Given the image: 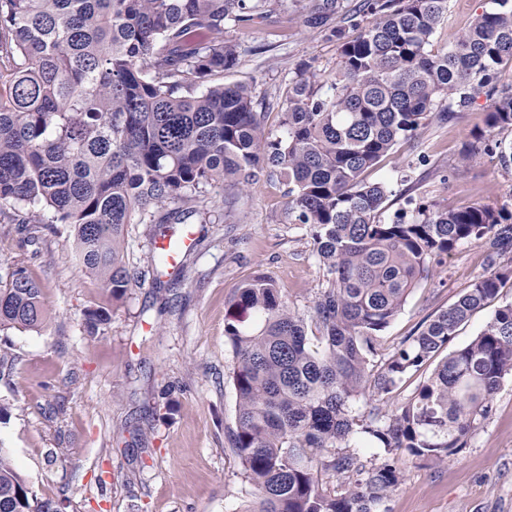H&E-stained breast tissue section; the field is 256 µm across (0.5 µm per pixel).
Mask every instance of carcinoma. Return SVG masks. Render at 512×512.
Masks as SVG:
<instances>
[{
    "label": "carcinoma",
    "instance_id": "1",
    "mask_svg": "<svg viewBox=\"0 0 512 512\" xmlns=\"http://www.w3.org/2000/svg\"><path fill=\"white\" fill-rule=\"evenodd\" d=\"M284 0H0V216L67 224L76 258L113 296L145 273L121 261L133 214L152 224L206 215L207 189L233 195L275 168L288 184V223L308 224L327 271L310 336L263 275L238 287L225 333L237 358L233 448L254 486L247 512H382L403 474L396 451L443 460L466 447L512 377V304L467 345L442 358L398 413L353 405L369 389L391 392L453 341L458 327L512 280L502 264L476 278L424 323L374 374V339L414 286L443 272L462 244L512 245V211L475 203L421 204L382 219L393 190L363 174L433 116L476 95L492 100L462 160L495 154L512 168V86L498 66L512 58V0H488L444 53L431 50L448 0H362L375 20L340 46L328 86L301 72L285 100L283 132L263 127L245 84H213L237 66L231 31L271 24ZM339 0H307L305 23L330 35ZM42 288L22 266L0 279V331L37 329ZM378 442L366 465L357 452ZM336 479L331 495L319 477ZM0 448V512H52Z\"/></svg>",
    "mask_w": 512,
    "mask_h": 512
}]
</instances>
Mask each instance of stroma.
Masks as SVG:
<instances>
[{
	"instance_id": "obj_1",
	"label": "stroma",
	"mask_w": 512,
	"mask_h": 512,
	"mask_svg": "<svg viewBox=\"0 0 512 512\" xmlns=\"http://www.w3.org/2000/svg\"><path fill=\"white\" fill-rule=\"evenodd\" d=\"M305 2L286 0L277 23L250 30L239 66L223 76L224 83L250 85L265 101L264 126L272 135L283 129V102L303 68L324 83L339 70V44L307 26ZM485 6L486 0H448L434 52H444ZM489 107L481 94L453 116L429 120L365 172L367 181L392 186L384 219L422 204L512 208V170L501 169L492 154L460 161ZM287 190L267 173L235 196L211 189L218 218L193 224L194 246L179 258L182 273L168 268L131 283L118 300L81 271L67 226L20 231L0 223V271L25 266L41 284L47 312L39 331L0 332V345L14 356L0 373V403L10 407L0 420V445L35 494L60 502L63 512H246L255 494L232 448L237 398L224 332L229 303L243 282L262 273L307 316L327 279L309 225L287 219ZM152 230L126 225L129 269L147 268ZM493 257L484 243L453 251L441 278L421 281L379 333L373 365L490 271ZM99 308L109 321L89 327V312ZM429 374L424 368L391 393H369L357 414L400 411ZM399 466L405 482L386 502L387 512H512V379L458 455L438 461L403 453Z\"/></svg>"
}]
</instances>
